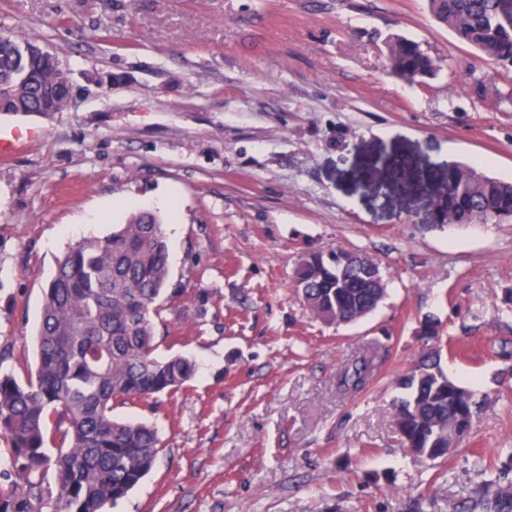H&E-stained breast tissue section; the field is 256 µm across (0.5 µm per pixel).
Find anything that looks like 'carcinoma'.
Listing matches in <instances>:
<instances>
[{"label":"carcinoma","instance_id":"obj_1","mask_svg":"<svg viewBox=\"0 0 512 512\" xmlns=\"http://www.w3.org/2000/svg\"><path fill=\"white\" fill-rule=\"evenodd\" d=\"M502 0H428L434 19L482 59L512 70V18ZM388 74L425 81L439 70L422 44L402 36L384 41ZM64 97L56 60L33 37L0 33V112H50ZM438 224H498L512 218V183L479 163L450 162L434 206ZM163 222L133 213L104 237H83L57 260L36 335L34 367L0 374V436L7 439L14 480L0 491V512H104L125 498L154 467L155 429L122 421L117 406L174 392L190 381L185 357L155 356V319L169 284ZM292 288L317 318L356 322L384 300L386 280L372 257L342 248L301 255ZM442 348L423 357L401 381L406 397L395 421L403 447L419 457L448 459L481 408L473 390L441 368ZM375 371L370 352L348 359L336 375L343 395L362 393ZM56 448L54 458L45 453ZM52 471L46 480L42 471ZM465 512H512V452Z\"/></svg>","mask_w":512,"mask_h":512}]
</instances>
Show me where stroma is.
Wrapping results in <instances>:
<instances>
[{"label":"stroma","instance_id":"35a3bbf8","mask_svg":"<svg viewBox=\"0 0 512 512\" xmlns=\"http://www.w3.org/2000/svg\"><path fill=\"white\" fill-rule=\"evenodd\" d=\"M86 93L0 113V351L32 343L57 258L130 212L163 216L170 283L158 352L196 363L157 409L155 468L106 512H450L512 448L511 224H438L449 162L512 181V71L477 58L427 0H0ZM399 34L435 79L384 71ZM111 77L112 90L94 91ZM375 258L387 296L330 325L294 296L298 254ZM441 322L448 376L482 409L454 457L401 448L398 380ZM377 355L366 391L341 364ZM375 371V357L370 352L358 353L348 359L336 375V388L343 395L362 393Z\"/></svg>","mask_w":512,"mask_h":512}]
</instances>
